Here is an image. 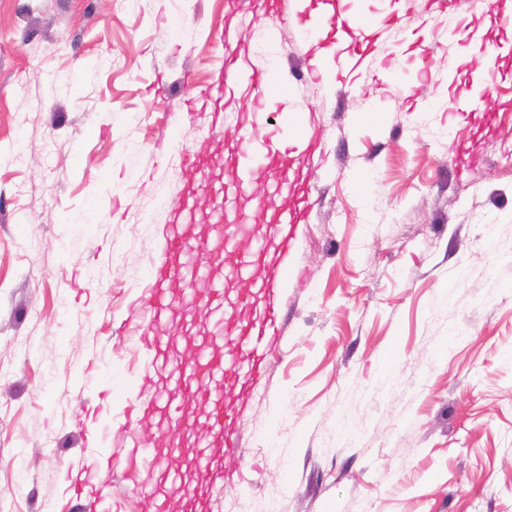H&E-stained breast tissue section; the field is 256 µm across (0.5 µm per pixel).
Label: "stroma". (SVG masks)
<instances>
[{"label":"stroma","mask_w":512,"mask_h":512,"mask_svg":"<svg viewBox=\"0 0 512 512\" xmlns=\"http://www.w3.org/2000/svg\"><path fill=\"white\" fill-rule=\"evenodd\" d=\"M361 7L402 23L361 68L265 101L312 129V207L281 334L234 405L244 446L212 449L204 512H512V35L463 0ZM296 8L0 0V512H147L122 470L86 491L68 470L158 429L103 369L120 363L166 395L133 338L170 221L157 199L194 205L193 259L209 265L226 128L255 107L217 74L269 26L280 62L306 66ZM482 67L491 135L481 113L448 109ZM190 155L211 163L206 188L189 186ZM210 325L202 313L181 335L161 321L152 333L171 352L190 336L211 348Z\"/></svg>","instance_id":"35a3bbf8"}]
</instances>
